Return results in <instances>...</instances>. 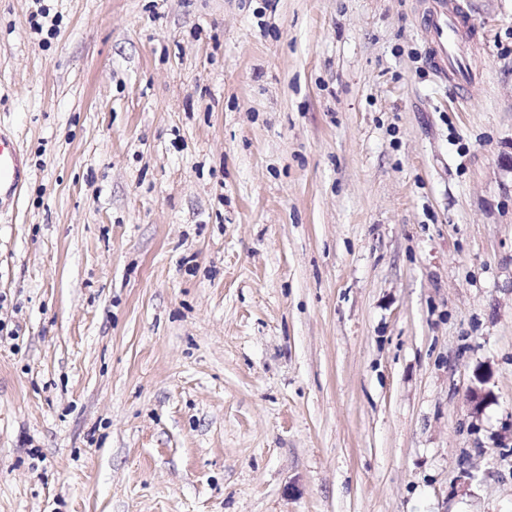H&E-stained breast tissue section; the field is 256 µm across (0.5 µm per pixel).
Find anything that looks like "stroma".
Segmentation results:
<instances>
[{
	"instance_id": "obj_1",
	"label": "stroma",
	"mask_w": 512,
	"mask_h": 512,
	"mask_svg": "<svg viewBox=\"0 0 512 512\" xmlns=\"http://www.w3.org/2000/svg\"><path fill=\"white\" fill-rule=\"evenodd\" d=\"M425 4L0 0V512H512V0ZM428 4L424 28L430 63L444 78L463 79L470 66L462 29L468 25L471 38L476 31L466 21L458 1L428 0ZM27 176L18 145L0 131V207L3 200L13 202L19 198Z\"/></svg>"
}]
</instances>
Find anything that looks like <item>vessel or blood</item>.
Returning <instances> with one entry per match:
<instances>
[{
  "label": "vessel or blood",
  "mask_w": 512,
  "mask_h": 512,
  "mask_svg": "<svg viewBox=\"0 0 512 512\" xmlns=\"http://www.w3.org/2000/svg\"><path fill=\"white\" fill-rule=\"evenodd\" d=\"M425 32L428 57L442 77L460 80L469 72V58L462 37L466 16L459 0H428ZM27 180L16 142L0 131V201L19 198Z\"/></svg>",
  "instance_id": "vessel-or-blood-1"
}]
</instances>
